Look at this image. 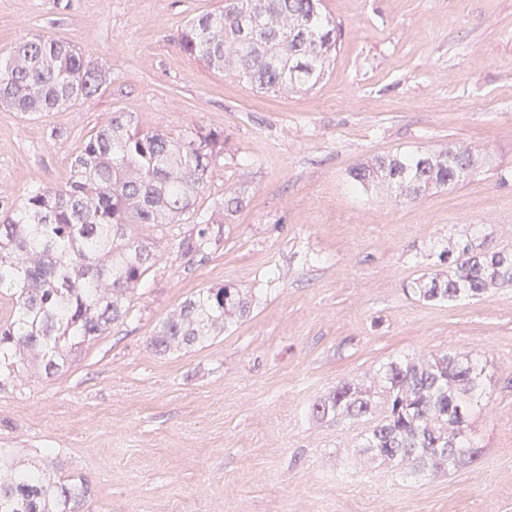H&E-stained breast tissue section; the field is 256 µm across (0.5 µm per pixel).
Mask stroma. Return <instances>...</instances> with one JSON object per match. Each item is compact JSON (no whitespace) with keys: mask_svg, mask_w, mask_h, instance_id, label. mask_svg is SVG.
Instances as JSON below:
<instances>
[{"mask_svg":"<svg viewBox=\"0 0 512 512\" xmlns=\"http://www.w3.org/2000/svg\"><path fill=\"white\" fill-rule=\"evenodd\" d=\"M224 0H0V49L60 37L105 69L104 91L39 119L0 109V212L55 189L113 112L141 129L219 133L202 194L246 197L207 254L160 233L129 317L62 374L0 389V448L59 449L84 476L83 512H512V287L428 303L406 285L434 242L485 214L489 250L512 249V0H323L338 48L296 97L260 93L188 59L176 40ZM461 143L481 159L458 186L414 202L359 193L374 157ZM254 289L255 305L206 347L166 355L149 338L193 292ZM470 351L487 373L473 461L404 476L353 456L362 424L310 414L338 382L393 358Z\"/></svg>","mask_w":512,"mask_h":512,"instance_id":"35a3bbf8","label":"stroma"}]
</instances>
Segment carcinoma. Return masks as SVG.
<instances>
[{"mask_svg":"<svg viewBox=\"0 0 512 512\" xmlns=\"http://www.w3.org/2000/svg\"><path fill=\"white\" fill-rule=\"evenodd\" d=\"M181 53L231 73L259 90L293 95L319 84L337 53L336 26L322 0H224L189 19ZM103 70L68 42L33 35L0 56V106L31 116L96 96ZM219 135L144 132L133 113L113 112L72 154L65 186L30 190L0 215V298L13 314L0 322V388L23 371L53 377L83 346L110 334L130 315L131 297L159 260L154 236L136 232L192 223L178 242L184 256L219 242L224 216L241 210L233 191L216 212L198 207ZM479 156L464 146L377 156L352 169L357 191L377 186L415 201L433 188L462 182L454 171ZM482 224L438 240L443 266L413 281L425 302L484 297L512 286V251L480 242ZM255 292L201 288L150 336L161 353L204 345L246 317ZM485 365L471 352L392 359L366 382H341L311 407L316 418L368 424L355 455L414 472L446 473L478 450L471 419L485 397ZM55 449L39 460L0 450V512H81L88 482L48 470Z\"/></svg>","mask_w":512,"mask_h":512,"instance_id":"1","label":"carcinoma"}]
</instances>
